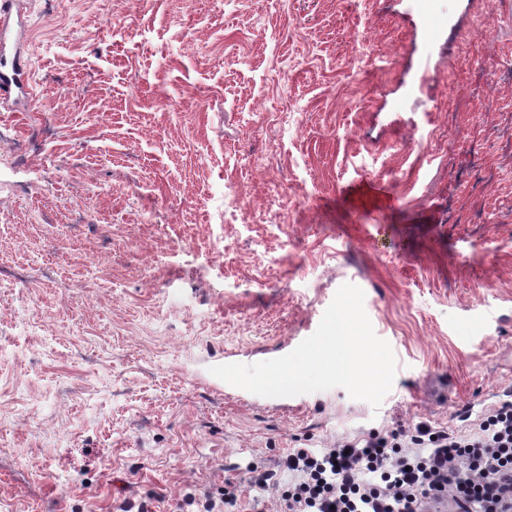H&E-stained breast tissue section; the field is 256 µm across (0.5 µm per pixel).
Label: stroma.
<instances>
[{"instance_id": "35a3bbf8", "label": "stroma", "mask_w": 512, "mask_h": 512, "mask_svg": "<svg viewBox=\"0 0 512 512\" xmlns=\"http://www.w3.org/2000/svg\"><path fill=\"white\" fill-rule=\"evenodd\" d=\"M17 52L0 512H177L512 393V0H19ZM346 283L396 357L380 407L211 374L290 353ZM255 469L251 468L247 474L248 477L243 479L229 478L225 479L224 487L219 490L218 497L205 495L203 498L198 499L196 502L197 512H245L246 503L241 501L238 495V487L244 481H250L251 483L264 485L268 481L272 480L275 474L271 471H266L263 474H256ZM234 510H228L233 509ZM225 509V510H224ZM237 509V510H235Z\"/></svg>"}]
</instances>
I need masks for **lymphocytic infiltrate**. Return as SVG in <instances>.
Returning a JSON list of instances; mask_svg holds the SVG:
<instances>
[{"mask_svg": "<svg viewBox=\"0 0 512 512\" xmlns=\"http://www.w3.org/2000/svg\"><path fill=\"white\" fill-rule=\"evenodd\" d=\"M279 512H512V403L464 433L418 423L410 434H359L291 448Z\"/></svg>", "mask_w": 512, "mask_h": 512, "instance_id": "f902f5d3", "label": "lymphocytic infiltrate"}]
</instances>
